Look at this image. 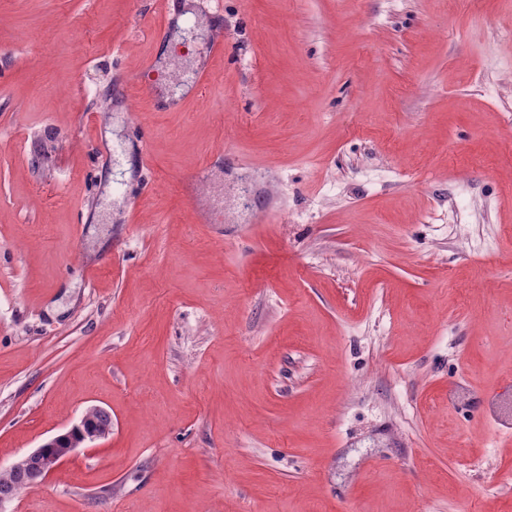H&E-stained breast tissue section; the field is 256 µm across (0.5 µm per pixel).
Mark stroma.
Instances as JSON below:
<instances>
[{"mask_svg": "<svg viewBox=\"0 0 512 512\" xmlns=\"http://www.w3.org/2000/svg\"><path fill=\"white\" fill-rule=\"evenodd\" d=\"M183 3L0 0L11 512H512V0ZM100 411L101 407L96 405L86 408L77 424L24 454L6 469L20 474L29 484L43 482L82 448L112 435V426L108 429L98 427L96 416ZM8 471H0V488L11 487L13 479Z\"/></svg>", "mask_w": 512, "mask_h": 512, "instance_id": "1", "label": "stroma"}]
</instances>
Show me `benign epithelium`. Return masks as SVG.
Instances as JSON below:
<instances>
[{"mask_svg": "<svg viewBox=\"0 0 512 512\" xmlns=\"http://www.w3.org/2000/svg\"><path fill=\"white\" fill-rule=\"evenodd\" d=\"M100 411L101 407L96 405L86 408L77 424L24 454L7 470L32 485L43 482L81 449L112 435V429L98 427L96 416Z\"/></svg>", "mask_w": 512, "mask_h": 512, "instance_id": "benign-epithelium-1", "label": "benign epithelium"}]
</instances>
